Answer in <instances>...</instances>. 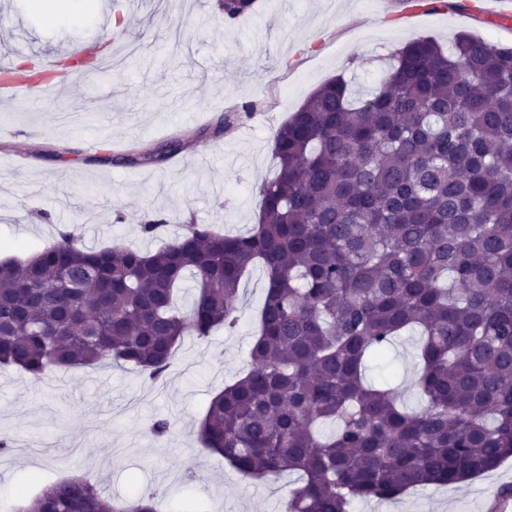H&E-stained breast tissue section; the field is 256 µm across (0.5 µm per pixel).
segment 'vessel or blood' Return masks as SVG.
I'll use <instances>...</instances> for the list:
<instances>
[{
  "label": "vessel or blood",
  "instance_id": "vessel-or-blood-1",
  "mask_svg": "<svg viewBox=\"0 0 512 512\" xmlns=\"http://www.w3.org/2000/svg\"><path fill=\"white\" fill-rule=\"evenodd\" d=\"M127 50L125 41H116L105 49H98L80 42L66 51L65 58L32 56L28 59L33 78H22L14 72L12 58H0V103L16 106L18 101L52 99L58 93L62 81L74 83L111 70L115 58Z\"/></svg>",
  "mask_w": 512,
  "mask_h": 512
}]
</instances>
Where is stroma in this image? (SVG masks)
Instances as JSON below:
<instances>
[{"label": "stroma", "instance_id": "obj_1", "mask_svg": "<svg viewBox=\"0 0 512 512\" xmlns=\"http://www.w3.org/2000/svg\"><path fill=\"white\" fill-rule=\"evenodd\" d=\"M41 0H7L0 56H51L76 38L105 45L125 0H93L75 15L44 14ZM142 17L124 23L132 45L120 72L63 82L57 96L0 114V259L51 245L59 226L79 244L122 243L156 250L186 224L243 234L258 220V188L276 174L272 134L325 81L343 77L371 89L406 43L450 47L470 33L512 47V25L456 8L406 16L401 0H258L254 15L224 22L217 0H176L160 12L141 0ZM244 104L251 114L215 136L217 121ZM189 133V146L160 165L97 163L113 150L151 147ZM161 220L145 237V218ZM266 275L244 279L234 332L184 337L163 384L133 367L58 369L43 379L0 369V436L30 451L0 454V512L71 474L98 482L105 496L157 492L166 512H281L295 476L246 478L203 449L198 426L211 398L246 365L265 298ZM414 341L402 336L366 377L399 387L416 405ZM170 433L155 436V420ZM512 486V458L456 485H428L394 501L397 512H489L492 492Z\"/></svg>", "mask_w": 512, "mask_h": 512}]
</instances>
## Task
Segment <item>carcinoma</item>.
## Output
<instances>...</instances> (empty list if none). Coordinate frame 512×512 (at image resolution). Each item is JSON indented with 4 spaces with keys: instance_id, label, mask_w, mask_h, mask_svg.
<instances>
[{
    "instance_id": "cac0c4a2",
    "label": "carcinoma",
    "mask_w": 512,
    "mask_h": 512,
    "mask_svg": "<svg viewBox=\"0 0 512 512\" xmlns=\"http://www.w3.org/2000/svg\"><path fill=\"white\" fill-rule=\"evenodd\" d=\"M224 21L255 0H219ZM173 137L119 156L159 164ZM278 174L243 235L186 224L155 251L72 234L0 261V367L129 365L162 379L186 335L238 325L243 279L267 288L248 371L215 395L204 449L254 479L299 474L284 512H350L454 484L512 456V48L469 34L398 51L375 89L318 87L275 131ZM192 276L191 312L174 303ZM419 333V407L364 380ZM332 425L323 433L320 426ZM18 512H161L62 479Z\"/></svg>"
}]
</instances>
